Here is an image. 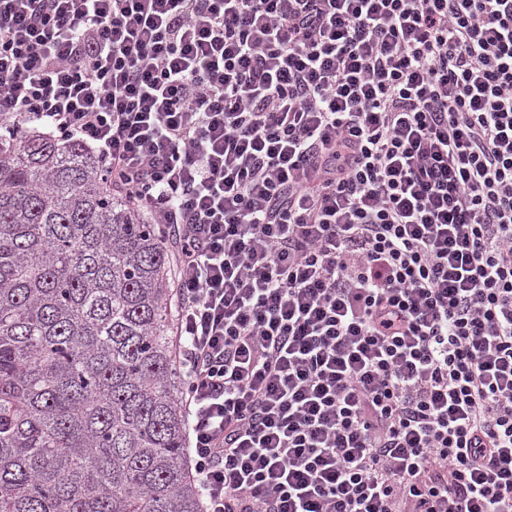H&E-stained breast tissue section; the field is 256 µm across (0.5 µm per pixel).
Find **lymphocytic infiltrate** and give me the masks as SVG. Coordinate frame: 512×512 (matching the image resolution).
<instances>
[{
	"label": "lymphocytic infiltrate",
	"instance_id": "lymphocytic-infiltrate-1",
	"mask_svg": "<svg viewBox=\"0 0 512 512\" xmlns=\"http://www.w3.org/2000/svg\"><path fill=\"white\" fill-rule=\"evenodd\" d=\"M173 250L201 512H512V0H0V129Z\"/></svg>",
	"mask_w": 512,
	"mask_h": 512
}]
</instances>
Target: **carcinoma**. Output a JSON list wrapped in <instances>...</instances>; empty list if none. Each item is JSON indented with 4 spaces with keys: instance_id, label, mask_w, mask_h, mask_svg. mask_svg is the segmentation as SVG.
Wrapping results in <instances>:
<instances>
[{
    "instance_id": "obj_1",
    "label": "carcinoma",
    "mask_w": 512,
    "mask_h": 512,
    "mask_svg": "<svg viewBox=\"0 0 512 512\" xmlns=\"http://www.w3.org/2000/svg\"><path fill=\"white\" fill-rule=\"evenodd\" d=\"M166 265L83 144L0 137V512H200Z\"/></svg>"
}]
</instances>
